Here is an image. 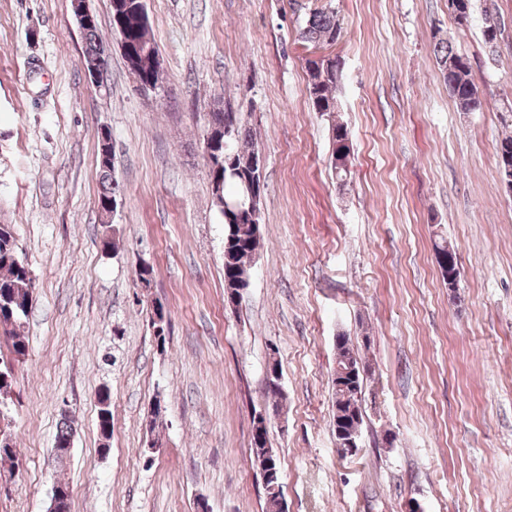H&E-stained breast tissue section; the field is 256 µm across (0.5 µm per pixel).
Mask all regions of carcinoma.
I'll return each instance as SVG.
<instances>
[{
    "label": "carcinoma",
    "instance_id": "obj_1",
    "mask_svg": "<svg viewBox=\"0 0 512 512\" xmlns=\"http://www.w3.org/2000/svg\"><path fill=\"white\" fill-rule=\"evenodd\" d=\"M112 15L125 17L123 29L124 39L137 48V56L131 60L124 58L130 70L138 72L141 78L155 87L163 86L162 66L156 44L150 36V19L144 0H111ZM473 0H452L449 7L451 15L460 25L470 22L473 14ZM343 26L337 11L331 8L314 9L305 14L300 29V39L304 43L318 45L329 40L336 42L340 39ZM500 19L487 12L484 14V38L489 44L497 41L501 34ZM83 61L87 64L98 59V48L102 42L99 26L89 28L83 35ZM436 61L442 72L444 81L448 84L449 93L455 98L458 107L463 112H471L482 107V97L467 60L460 55L448 41L438 40L433 49ZM308 95L312 109L323 115H329L336 110V86L340 78L339 65L330 68L312 69V62H307ZM332 166L336 177L345 181V171L340 168L341 161L351 150L348 145L349 137L341 125L334 126L332 136ZM229 147L241 158H248L259 152L254 134L248 124V115L240 112L233 123ZM498 172L512 171V135L501 140L498 148ZM97 176L100 193L97 206L100 212L108 211L112 195L118 188V183L112 177V142L98 139L97 145ZM213 196L224 201V204L240 210L250 207L261 210V200H252L244 185L243 174L239 171L217 175L210 174ZM262 246L260 225L224 224V294H229L241 286L249 285L251 263L255 251ZM434 251L439 265L443 282L453 288L457 284L455 272L456 263L453 256L448 254V241L444 238L434 242ZM33 278L27 263L21 260L12 229L7 224H0V334L10 342V352L13 361L22 362L28 351V339L25 335V320L33 306ZM362 365L364 373H369L370 363L360 354L359 347L351 337L345 334L336 336V353L334 367L346 364ZM366 378L357 381L353 388H343L332 378L334 431L342 428L341 420L348 421L351 428H362L364 421L362 411V389ZM265 392L272 401L274 408H279L284 394L277 378L265 380ZM98 418L101 436L108 437L112 432V409L110 396L103 392L99 395ZM73 436L68 417H63L57 425L54 440V450H59ZM250 451L257 469L270 468L281 471L277 454L268 438L267 421H252Z\"/></svg>",
    "mask_w": 512,
    "mask_h": 512
}]
</instances>
